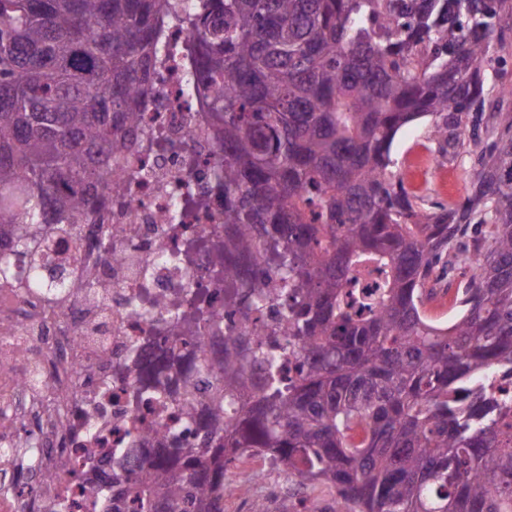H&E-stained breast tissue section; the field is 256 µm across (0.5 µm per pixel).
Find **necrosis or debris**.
<instances>
[{
	"label": "necrosis or debris",
	"instance_id": "necrosis-or-debris-1",
	"mask_svg": "<svg viewBox=\"0 0 512 512\" xmlns=\"http://www.w3.org/2000/svg\"><path fill=\"white\" fill-rule=\"evenodd\" d=\"M161 38L177 50L157 67L135 155L112 168L125 191L73 230L45 224L30 241L66 276V291L32 292L27 267L0 248L10 271L0 279V446L33 442L38 512H106L99 485L127 453L149 452L146 431L173 427L191 439L178 406L184 371L217 348L214 333L187 332L182 317L201 290L224 309V271L208 262L224 228V168L205 106L183 94L198 71L189 33L171 26ZM103 235L108 247H95ZM161 249L173 262L157 263ZM104 282L112 290L103 300L96 286ZM144 371L168 397L141 392Z\"/></svg>",
	"mask_w": 512,
	"mask_h": 512
}]
</instances>
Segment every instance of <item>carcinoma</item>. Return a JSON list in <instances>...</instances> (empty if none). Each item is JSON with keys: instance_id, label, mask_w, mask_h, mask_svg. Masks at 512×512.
I'll return each mask as SVG.
<instances>
[{"instance_id": "carcinoma-1", "label": "carcinoma", "mask_w": 512, "mask_h": 512, "mask_svg": "<svg viewBox=\"0 0 512 512\" xmlns=\"http://www.w3.org/2000/svg\"><path fill=\"white\" fill-rule=\"evenodd\" d=\"M188 26L224 164V312L240 328L192 448L157 445L105 481L109 512H224L243 457L336 490L303 512H512V0H0V238L91 216L136 139L165 24ZM425 119L444 152L483 144L471 191L426 206L392 146ZM482 235L458 250L471 225ZM472 274L428 318L439 267ZM372 292L346 289L365 263ZM262 265L261 278L253 266ZM29 286L58 289L38 264ZM288 309V335L265 321ZM293 344L298 380L280 369Z\"/></svg>"}]
</instances>
